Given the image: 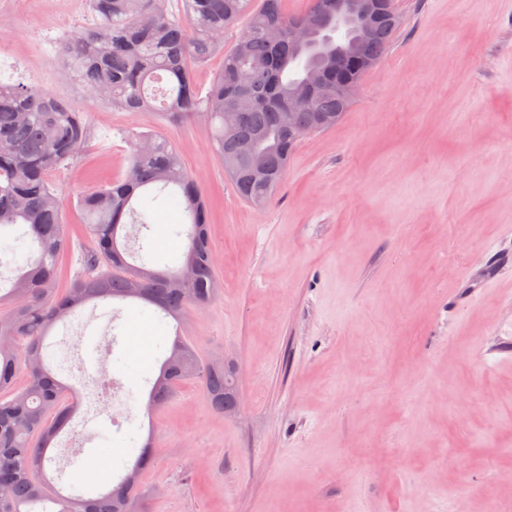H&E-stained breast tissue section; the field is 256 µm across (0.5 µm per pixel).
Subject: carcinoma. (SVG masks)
<instances>
[{
	"label": "carcinoma",
	"instance_id": "carcinoma-1",
	"mask_svg": "<svg viewBox=\"0 0 512 512\" xmlns=\"http://www.w3.org/2000/svg\"><path fill=\"white\" fill-rule=\"evenodd\" d=\"M184 16L171 13L166 0H88L97 26L72 38L63 49L67 69L88 96L127 111L194 112L212 130V144L238 196L266 205L284 179L296 140L325 131L342 120L351 101L336 94V84H357L376 65L400 24L395 0L360 51L330 70L325 89L312 108L295 111L288 134V89L303 85L299 65L288 54V21L282 0H182ZM248 16L234 47L206 94L193 81L189 63L223 48L224 29ZM280 27L281 43L266 36ZM239 112L236 128L224 113ZM90 133L86 112L50 93L0 82V267L26 253L22 272L0 302V512H144L145 493L127 478L153 462L152 441L142 445L132 465L107 486L65 493L47 475L49 448L71 421L78 400L66 393L63 374L72 372L60 345L45 340L59 323L91 302L139 300L176 321L175 336L152 382L148 409L168 403L177 387L198 380L210 406L219 412L238 408L229 389L224 360L206 361L197 345L180 335L190 306L205 307L220 294L210 212L202 191L183 168L167 140L136 139L124 177L77 197L94 248L83 259L90 271L67 288L58 287L59 258L68 246L65 220L50 176L74 160ZM260 161L268 179L241 182L235 173ZM172 191L188 218L173 236L184 241L173 266L133 265L123 231L126 221L146 227ZM26 384L15 387L17 373Z\"/></svg>",
	"mask_w": 512,
	"mask_h": 512
}]
</instances>
